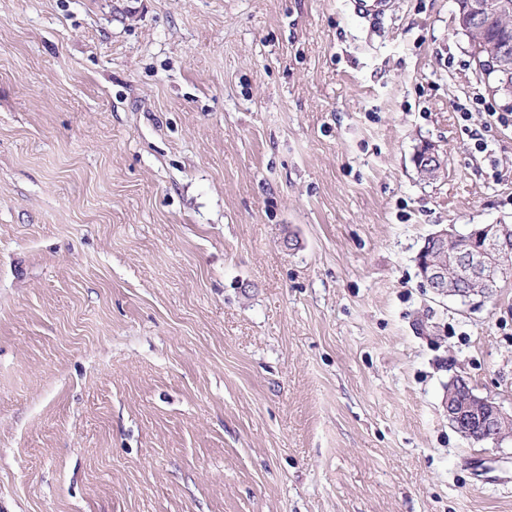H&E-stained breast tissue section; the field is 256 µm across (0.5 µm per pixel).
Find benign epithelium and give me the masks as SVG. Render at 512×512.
I'll return each mask as SVG.
<instances>
[{"label":"benign epithelium","mask_w":512,"mask_h":512,"mask_svg":"<svg viewBox=\"0 0 512 512\" xmlns=\"http://www.w3.org/2000/svg\"><path fill=\"white\" fill-rule=\"evenodd\" d=\"M456 30L473 44L490 28L502 39L484 54L473 53L476 70L494 93L512 97V0H455ZM438 258L423 257L419 269L438 295L449 294L448 274L465 297H486L512 257L511 224H479L459 233L443 228L430 235ZM443 406L448 421L467 439L497 444L512 435V416L488 397L473 392L468 381L455 376L445 388Z\"/></svg>","instance_id":"benign-epithelium-1"}]
</instances>
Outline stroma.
Instances as JSON below:
<instances>
[{"label":"stroma","mask_w":512,"mask_h":512,"mask_svg":"<svg viewBox=\"0 0 512 512\" xmlns=\"http://www.w3.org/2000/svg\"><path fill=\"white\" fill-rule=\"evenodd\" d=\"M454 0H0V512H512V101ZM447 154L422 179L424 145ZM430 240L438 250V258L423 257L418 266L424 281L437 295L452 293L455 282L448 278L452 272L454 281L461 288L459 292L466 298L479 296L485 298L495 286L496 279L503 275V264L512 255L511 224L473 225L467 232L459 233L442 228L430 235ZM468 241L470 247L459 254L458 244ZM448 255L454 258V264H448ZM512 261V258H511ZM442 402L448 421L466 439L499 444L512 434V416L492 399L476 395L463 376L457 375L448 382ZM473 423L479 430L477 437L471 435Z\"/></svg>","instance_id":"stroma-1"}]
</instances>
